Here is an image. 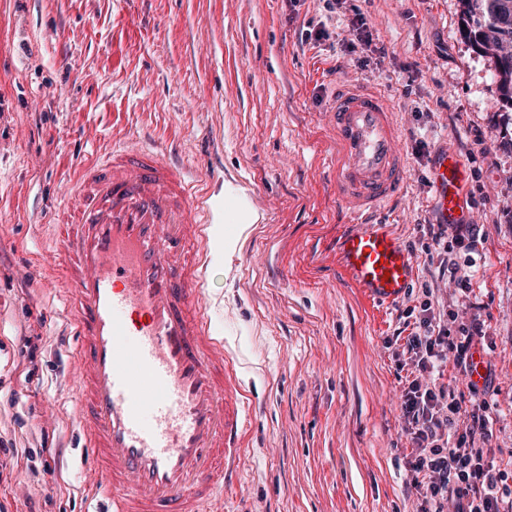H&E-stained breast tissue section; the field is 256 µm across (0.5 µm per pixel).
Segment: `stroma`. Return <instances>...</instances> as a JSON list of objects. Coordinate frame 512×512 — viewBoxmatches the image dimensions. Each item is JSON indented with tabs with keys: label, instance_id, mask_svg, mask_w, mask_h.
I'll return each instance as SVG.
<instances>
[{
	"label": "stroma",
	"instance_id": "35a3bbf8",
	"mask_svg": "<svg viewBox=\"0 0 512 512\" xmlns=\"http://www.w3.org/2000/svg\"><path fill=\"white\" fill-rule=\"evenodd\" d=\"M358 13L369 37L354 42ZM463 22L460 0H339L332 12L323 0H0V512H93L65 294L38 258L53 252L77 164L116 136L186 164L210 208L230 187L258 214L210 226L238 242L210 263L207 288L247 420L224 512H414L398 339L426 287L483 327L486 459L512 472V108ZM308 28L326 35L302 42ZM340 79L387 93L407 160L390 220L416 276L384 313L327 256L346 219L326 165ZM88 127L97 142L83 141ZM445 152L469 171L478 236L443 251L428 173ZM446 258L471 274L469 291L437 277Z\"/></svg>",
	"mask_w": 512,
	"mask_h": 512
}]
</instances>
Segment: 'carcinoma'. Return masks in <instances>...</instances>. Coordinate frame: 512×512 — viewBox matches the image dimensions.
I'll return each mask as SVG.
<instances>
[{
    "label": "carcinoma",
    "instance_id": "obj_1",
    "mask_svg": "<svg viewBox=\"0 0 512 512\" xmlns=\"http://www.w3.org/2000/svg\"><path fill=\"white\" fill-rule=\"evenodd\" d=\"M474 18L472 39L494 59L503 99L512 108V0H463Z\"/></svg>",
    "mask_w": 512,
    "mask_h": 512
}]
</instances>
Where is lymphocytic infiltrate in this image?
Wrapping results in <instances>:
<instances>
[{"instance_id":"lymphocytic-infiltrate-1","label":"lymphocytic infiltrate","mask_w":512,"mask_h":512,"mask_svg":"<svg viewBox=\"0 0 512 512\" xmlns=\"http://www.w3.org/2000/svg\"><path fill=\"white\" fill-rule=\"evenodd\" d=\"M421 315L404 339L409 370L403 389L402 417L412 448L406 464L418 497L417 512H512L507 475L485 459L491 407L470 385L476 401L462 409L444 385L443 365L454 361L471 370V346L478 325L450 330L449 313L436 310L432 289H425Z\"/></svg>"}]
</instances>
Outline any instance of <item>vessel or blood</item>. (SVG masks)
Segmentation results:
<instances>
[{
	"label": "vessel or blood",
	"instance_id": "1",
	"mask_svg": "<svg viewBox=\"0 0 512 512\" xmlns=\"http://www.w3.org/2000/svg\"><path fill=\"white\" fill-rule=\"evenodd\" d=\"M332 188L348 215L331 258L383 309L404 298L414 264L387 212L406 176L392 103L337 84ZM442 223L470 212L469 172L439 156L429 176ZM181 165L126 139L84 161L66 198L64 279L81 380L79 432L95 461L87 490L102 512H208L244 425L225 395L235 374L203 290L209 239Z\"/></svg>",
	"mask_w": 512,
	"mask_h": 512
}]
</instances>
